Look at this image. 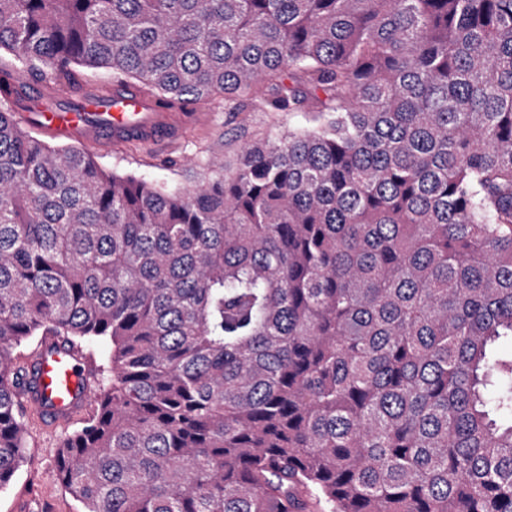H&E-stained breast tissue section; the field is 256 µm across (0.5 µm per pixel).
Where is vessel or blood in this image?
<instances>
[{
	"label": "vessel or blood",
	"mask_w": 512,
	"mask_h": 512,
	"mask_svg": "<svg viewBox=\"0 0 512 512\" xmlns=\"http://www.w3.org/2000/svg\"><path fill=\"white\" fill-rule=\"evenodd\" d=\"M79 109L61 108L35 113L37 129L53 138H66L84 146L102 143H141L158 146L181 138L192 125L189 112H173L133 86L114 87L111 106L101 121H91L97 111L98 93L86 88L79 93ZM34 365L38 376L26 399L27 408L39 418L57 419L88 407L84 390L86 369L81 360L61 343L50 341L40 349Z\"/></svg>",
	"instance_id": "obj_1"
}]
</instances>
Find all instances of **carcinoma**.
<instances>
[{"instance_id": "obj_1", "label": "carcinoma", "mask_w": 512, "mask_h": 512, "mask_svg": "<svg viewBox=\"0 0 512 512\" xmlns=\"http://www.w3.org/2000/svg\"><path fill=\"white\" fill-rule=\"evenodd\" d=\"M75 66L323 119L166 189L19 125ZM48 336L80 512H512V0H0V489ZM38 349L27 344L14 352L18 365L27 369L35 360L33 365L38 370L35 388L27 393L26 407L39 418L50 420L87 408L90 399L83 391L86 368L81 360L56 341L47 342L39 353Z\"/></svg>"}]
</instances>
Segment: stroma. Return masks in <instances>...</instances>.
<instances>
[{"instance_id": "1", "label": "stroma", "mask_w": 512, "mask_h": 512, "mask_svg": "<svg viewBox=\"0 0 512 512\" xmlns=\"http://www.w3.org/2000/svg\"><path fill=\"white\" fill-rule=\"evenodd\" d=\"M196 124L178 141L162 148L141 145L92 148L106 169L146 178L167 188H188L203 176V164L213 153L231 160L247 143L276 137L289 130L317 125L316 112H276L256 108L230 112L223 98L199 102ZM83 415L66 424L27 419L28 459L8 486L0 489V512H77V504L62 488L54 466L58 442L65 430L81 425Z\"/></svg>"}]
</instances>
